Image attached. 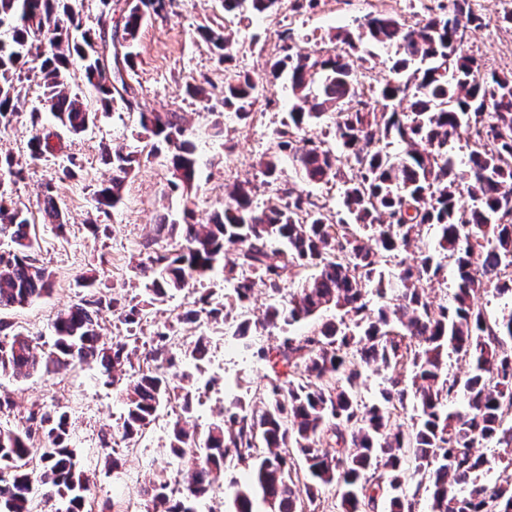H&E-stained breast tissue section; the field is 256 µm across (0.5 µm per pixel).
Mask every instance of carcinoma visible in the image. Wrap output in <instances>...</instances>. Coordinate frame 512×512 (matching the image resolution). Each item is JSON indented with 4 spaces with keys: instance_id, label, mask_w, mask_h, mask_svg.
<instances>
[{
    "instance_id": "obj_1",
    "label": "carcinoma",
    "mask_w": 512,
    "mask_h": 512,
    "mask_svg": "<svg viewBox=\"0 0 512 512\" xmlns=\"http://www.w3.org/2000/svg\"><path fill=\"white\" fill-rule=\"evenodd\" d=\"M112 0H100L99 28L82 27L75 0H0V26H10L0 41V126L23 111L29 74L59 126L71 135L85 132L120 102L138 113L141 133L153 147L166 148L170 188L192 202L199 156L177 112H152L129 82L135 68L138 33L152 17H164L169 0H126L114 25H107ZM299 12L315 0H222L224 25H204L199 36L220 59L230 58L228 26L236 19L270 17L285 6ZM481 25L472 0H436L420 21L410 23L388 12L368 14L354 30L330 37L333 46L315 57L293 52L291 35L278 33L277 52L265 77L288 75L294 103L288 120L273 132V146L259 161L275 193L253 205L252 187L236 185L208 224H175L161 216L157 237L176 240L171 250L147 256L133 266L150 282L153 300H163L217 270L224 275L225 308H246L261 285L270 303L260 320L232 326L236 345L259 361L281 364L288 378L271 379L257 402L224 395V409L200 435L185 427L194 412L192 374L177 366L184 355L198 365L210 353L199 336L188 345L158 326L150 341L139 332L146 305L123 303L94 289L80 302L57 312L53 348L36 353L39 337L0 321V371L16 378L61 366L100 362L117 371L129 354H139L137 377L123 385L112 378L124 405L122 438L143 436L171 399L180 400L169 435L171 454L182 463L180 488L159 478L144 488L153 512H195L224 475L226 463L250 480L224 490L226 512H304L322 487L334 485L339 512H415L421 493L429 512H512V486L481 482L488 460L474 449L494 442L512 465V313L490 320L471 298L492 286L512 294V71L484 69L465 50L469 32ZM394 46L393 77L376 93L380 108L364 98L355 62L375 58L373 48ZM79 61L96 91L95 104L72 89L70 67ZM258 79L245 71L224 77V85L188 84L187 93L215 100L224 110L248 119L254 112ZM322 121L333 127L336 147L309 134ZM469 137L465 170L457 168L448 146L461 128ZM53 134L27 142L35 161L53 154ZM392 139L403 146L391 154L381 147ZM112 178L95 190L97 211L107 215L123 200V186L141 164L136 152L106 153ZM288 161L300 178L313 184L342 183V206L331 212L324 202L294 182L280 179ZM0 172L17 177L22 163L0 149ZM467 193L469 207L458 205ZM43 221L64 233L67 219L54 187L45 186L38 202ZM35 217L16 204L11 182L0 183V238L11 249L0 252V308L23 307L50 292L51 274L34 256ZM436 230L438 253L422 251L401 260L394 272L395 303L369 304L373 291L387 295L386 258L410 250L423 226ZM234 258L224 261V253ZM455 266V291L449 304H431L427 288L443 274L437 254ZM316 269L303 288L291 293L288 280ZM107 308L123 319L128 335L101 344L98 312ZM335 308L339 319L290 335L288 330ZM283 331L275 353L255 347L256 339ZM470 363L463 376H449L448 354ZM357 357L384 371L378 401L368 404L359 391ZM463 391L454 411L445 403ZM413 402L418 413L403 430L394 410ZM22 430L0 428V512H34L33 485L41 488L40 512H83L90 478L76 460L67 412L33 410ZM336 451L324 448L326 436ZM306 478L293 475L294 456Z\"/></svg>"
}]
</instances>
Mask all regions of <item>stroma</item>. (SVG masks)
Here are the masks:
<instances>
[{
  "instance_id": "1",
  "label": "stroma",
  "mask_w": 512,
  "mask_h": 512,
  "mask_svg": "<svg viewBox=\"0 0 512 512\" xmlns=\"http://www.w3.org/2000/svg\"><path fill=\"white\" fill-rule=\"evenodd\" d=\"M367 12L363 0H318L313 10L296 13L285 9L262 26L242 22L233 58L223 63L196 34L199 25L223 20L220 0H173L166 18L151 19L143 25L135 45L132 84L147 109L184 116L203 159L193 199V223H207L238 183L256 185V203L266 201L269 192L261 185L258 162L268 151L273 130L288 117L290 92L287 79L263 82L254 117L241 121L230 112L216 117L208 102L186 94V84L207 79L220 86L225 72L235 70L263 74L267 60L276 51L277 34L285 29L293 35L294 52L318 54L329 47L331 33L354 28ZM466 48L479 55L488 68L512 70V27L501 24L498 13H484L481 26L470 32ZM26 107V112L0 131V147L17 155L25 154L26 143L36 132L37 127L29 120L30 110H40V125L46 130L55 127L53 115L37 95L29 96ZM218 118L224 122L223 139H206L205 130ZM137 125V113L120 106L99 113L95 124L81 135H62L60 148L53 155L27 162L22 179L14 186L18 205L32 209L42 184L53 182L68 219V232L63 237L57 236L54 225L36 226L35 256L51 274L50 293L25 307L0 310L1 321L40 333L39 353L51 348V324L56 313L85 296L80 286L83 277L93 278L96 287L111 296L148 298L147 284L134 276L133 266L146 257L147 242H154L159 250L175 245L174 240L157 238L156 224L164 212L171 220L182 221L184 201L169 195L170 174L165 162L149 157L147 140L135 134ZM119 148L145 153L146 159L129 175L120 208L106 218L97 212L93 190L112 175L103 154ZM71 159L79 170L73 178H62L61 169ZM195 299V293L186 290L154 303L148 312L151 321L173 324L184 339L204 335L211 341L209 358L195 373L202 390L190 425L201 433L216 420L225 393L252 397L273 371L247 353L225 348L223 321L179 322L178 314ZM0 397L14 403L12 409L0 412L2 428L24 425L35 407H57L68 413L73 446L92 478L98 512L129 495L138 497L142 512H147L144 487L161 477L174 479L180 468L179 461L167 451L171 423L167 415H160L137 445L123 440V405L100 364L60 368L25 380L0 374ZM112 456L122 459L119 470L108 467Z\"/></svg>"
}]
</instances>
